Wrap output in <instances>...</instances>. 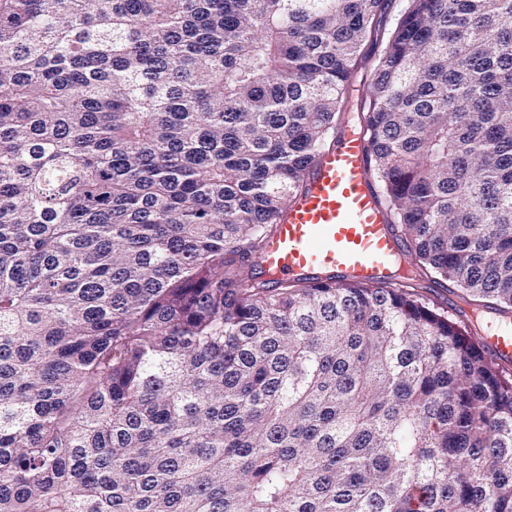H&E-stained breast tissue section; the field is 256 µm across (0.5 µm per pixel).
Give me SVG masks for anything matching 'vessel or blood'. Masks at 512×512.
I'll return each instance as SVG.
<instances>
[{"instance_id":"obj_1","label":"vessel or blood","mask_w":512,"mask_h":512,"mask_svg":"<svg viewBox=\"0 0 512 512\" xmlns=\"http://www.w3.org/2000/svg\"><path fill=\"white\" fill-rule=\"evenodd\" d=\"M367 147L363 135L346 129L320 156L261 259L272 277L389 279L402 257L400 240L367 172ZM487 345L492 356L512 359V329L490 336Z\"/></svg>"}]
</instances>
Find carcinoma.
<instances>
[{"label": "carcinoma", "instance_id": "obj_1", "mask_svg": "<svg viewBox=\"0 0 512 512\" xmlns=\"http://www.w3.org/2000/svg\"><path fill=\"white\" fill-rule=\"evenodd\" d=\"M385 0H0V512H512V371L413 280L248 273ZM419 275L512 314V0L362 96Z\"/></svg>", "mask_w": 512, "mask_h": 512}]
</instances>
